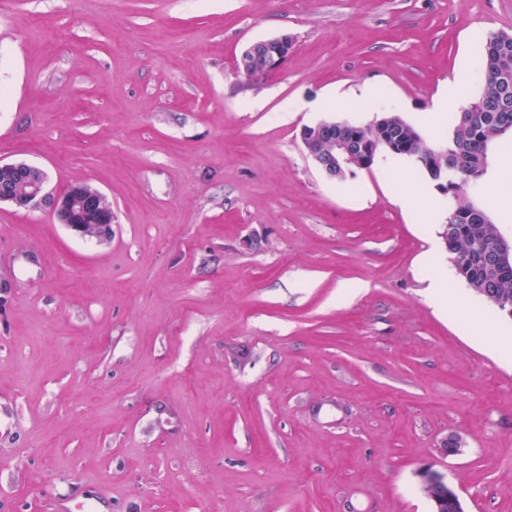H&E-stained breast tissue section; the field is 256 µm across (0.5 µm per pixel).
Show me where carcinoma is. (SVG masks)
Segmentation results:
<instances>
[{
  "mask_svg": "<svg viewBox=\"0 0 512 512\" xmlns=\"http://www.w3.org/2000/svg\"><path fill=\"white\" fill-rule=\"evenodd\" d=\"M480 67L485 79L482 92L460 107L452 132L438 144L445 150L438 162L448 168L451 198L440 237L456 275L496 312L505 315V306L512 305V267L498 260L496 224L463 188L470 185L478 190L487 171L491 143L482 137L499 122L512 131V34L493 33L486 39L480 50ZM347 127L375 141L402 145L400 151L389 153L394 158L413 160L420 151L419 132L393 113L364 125L338 123L336 137L343 136Z\"/></svg>",
  "mask_w": 512,
  "mask_h": 512,
  "instance_id": "cac0c4a2",
  "label": "carcinoma"
}]
</instances>
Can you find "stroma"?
<instances>
[{
  "instance_id": "1",
  "label": "stroma",
  "mask_w": 512,
  "mask_h": 512,
  "mask_svg": "<svg viewBox=\"0 0 512 512\" xmlns=\"http://www.w3.org/2000/svg\"><path fill=\"white\" fill-rule=\"evenodd\" d=\"M502 30L512 0H0V160L115 215L97 243L0 205V512H430L426 469L512 512V363L483 333L512 320L430 305L442 193L386 155L328 179L300 137L391 99L413 122ZM282 33L279 70H238ZM478 201L512 237L501 152ZM293 50L287 34L250 43L241 53L238 69L249 77L266 75L279 69Z\"/></svg>"
}]
</instances>
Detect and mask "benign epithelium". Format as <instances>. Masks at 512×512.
I'll return each mask as SVG.
<instances>
[{
    "label": "benign epithelium",
    "mask_w": 512,
    "mask_h": 512,
    "mask_svg": "<svg viewBox=\"0 0 512 512\" xmlns=\"http://www.w3.org/2000/svg\"><path fill=\"white\" fill-rule=\"evenodd\" d=\"M293 50L292 38L284 33L250 43L241 53L238 69L249 77L266 75L279 69ZM336 122L322 121L306 126L301 140L308 156L327 178L336 179L338 167L352 157L360 156L362 168L369 170L383 150L396 149L394 143H372L357 134L348 133L341 138L332 135ZM0 204L17 208L46 205L58 223L73 235L97 242L112 238L113 216L108 197L98 188L84 182L75 183L64 191L53 194L47 191V175L39 167L23 161L0 160Z\"/></svg>",
    "instance_id": "1"
}]
</instances>
